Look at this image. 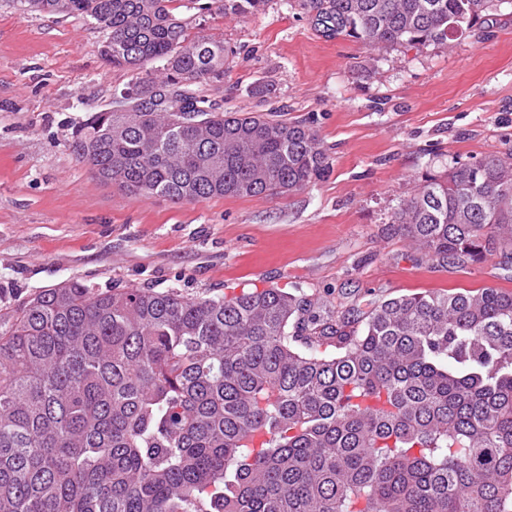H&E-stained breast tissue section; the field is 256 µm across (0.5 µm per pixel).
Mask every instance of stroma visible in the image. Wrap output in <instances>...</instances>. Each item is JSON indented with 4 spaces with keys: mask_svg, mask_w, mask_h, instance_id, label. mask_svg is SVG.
Instances as JSON below:
<instances>
[{
    "mask_svg": "<svg viewBox=\"0 0 512 512\" xmlns=\"http://www.w3.org/2000/svg\"><path fill=\"white\" fill-rule=\"evenodd\" d=\"M203 33L232 51L204 95L318 134L326 160L306 189L175 204L102 183L69 142L135 72L106 62L90 21L0 0V313L69 280L201 297L277 286L327 321L401 295L512 293V255L439 260L392 222L425 177L512 153V14L386 51L322 36L300 0L214 14Z\"/></svg>",
    "mask_w": 512,
    "mask_h": 512,
    "instance_id": "1",
    "label": "stroma"
}]
</instances>
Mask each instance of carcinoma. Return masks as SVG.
<instances>
[{
    "mask_svg": "<svg viewBox=\"0 0 512 512\" xmlns=\"http://www.w3.org/2000/svg\"><path fill=\"white\" fill-rule=\"evenodd\" d=\"M15 2L92 20L114 66L158 63L72 133L101 182L193 203L289 195L324 166L312 129L195 89L230 50L190 29L265 0ZM302 6L380 50L442 44L512 0ZM393 223L439 259L512 253V154L426 177ZM0 512H512V293L404 295L332 324L280 288H48L0 313Z\"/></svg>",
    "mask_w": 512,
    "mask_h": 512,
    "instance_id": "obj_1",
    "label": "carcinoma"
}]
</instances>
